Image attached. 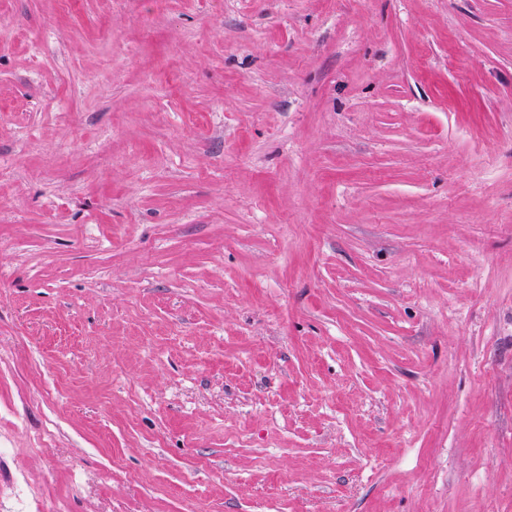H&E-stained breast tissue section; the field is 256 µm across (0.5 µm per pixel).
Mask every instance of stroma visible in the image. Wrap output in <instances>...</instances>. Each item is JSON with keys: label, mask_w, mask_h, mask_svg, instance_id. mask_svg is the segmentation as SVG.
Segmentation results:
<instances>
[{"label": "stroma", "mask_w": 512, "mask_h": 512, "mask_svg": "<svg viewBox=\"0 0 512 512\" xmlns=\"http://www.w3.org/2000/svg\"><path fill=\"white\" fill-rule=\"evenodd\" d=\"M0 512H512V0H0Z\"/></svg>", "instance_id": "obj_1"}]
</instances>
